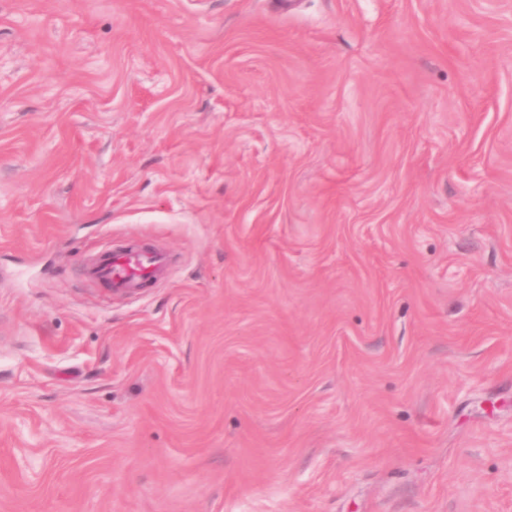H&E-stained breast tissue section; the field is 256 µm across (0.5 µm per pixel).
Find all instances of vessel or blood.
<instances>
[{"instance_id": "b4317fda", "label": "vessel or blood", "mask_w": 512, "mask_h": 512, "mask_svg": "<svg viewBox=\"0 0 512 512\" xmlns=\"http://www.w3.org/2000/svg\"><path fill=\"white\" fill-rule=\"evenodd\" d=\"M166 267L164 253L132 248L107 251L87 268V276L107 285L117 294L133 293L161 275Z\"/></svg>"}]
</instances>
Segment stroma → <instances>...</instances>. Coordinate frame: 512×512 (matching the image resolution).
<instances>
[{
  "instance_id": "1",
  "label": "stroma",
  "mask_w": 512,
  "mask_h": 512,
  "mask_svg": "<svg viewBox=\"0 0 512 512\" xmlns=\"http://www.w3.org/2000/svg\"><path fill=\"white\" fill-rule=\"evenodd\" d=\"M0 512H512V0H0ZM166 267L162 252L132 248L107 251L87 268L86 275L117 294L133 293L161 275Z\"/></svg>"
}]
</instances>
